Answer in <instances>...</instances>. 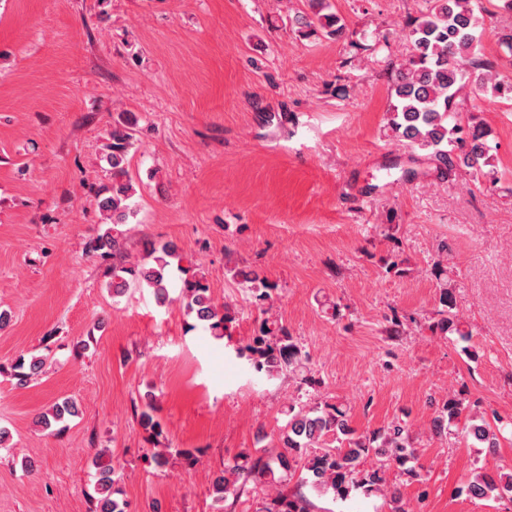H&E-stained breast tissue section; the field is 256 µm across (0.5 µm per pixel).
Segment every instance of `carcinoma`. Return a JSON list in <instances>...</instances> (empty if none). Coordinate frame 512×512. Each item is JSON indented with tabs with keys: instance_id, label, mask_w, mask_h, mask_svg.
I'll list each match as a JSON object with an SVG mask.
<instances>
[{
	"instance_id": "cac0c4a2",
	"label": "carcinoma",
	"mask_w": 512,
	"mask_h": 512,
	"mask_svg": "<svg viewBox=\"0 0 512 512\" xmlns=\"http://www.w3.org/2000/svg\"><path fill=\"white\" fill-rule=\"evenodd\" d=\"M427 7L405 22L410 53L391 59L389 128L395 137L413 151H421L436 171L444 174L461 171L472 178L500 181L492 164L490 131L474 119L464 117L467 90L480 92L485 99H511L512 77L498 71V62L482 58L479 53L483 32L482 0H426ZM312 16L297 23L309 34L322 33L328 38L340 36L344 22L330 0H309ZM112 142L106 160L112 170V185L98 198V208L112 227L93 239L88 252L103 256L122 253L123 231L134 211L130 199L127 161L137 141L136 129L128 122L112 125ZM179 262L182 273L177 297L172 288V261ZM182 256L173 242L151 245L136 262L119 260L112 266V295L122 297L134 285L149 288L160 306L177 300L185 314L193 319L192 327H201L220 341L231 335L239 311L231 304L214 301L207 277L199 265H180ZM233 278L245 288L251 303L258 308L269 303L276 288L252 269L233 267ZM437 301L439 319L434 324L441 334H454L465 343L462 351L470 358L476 353L467 345L470 331L463 328L455 312V298L448 282L439 285ZM236 356L246 359L258 373L274 380L286 373L301 377L303 384L314 387L317 380L307 369L308 355L288 329L276 322L263 320L259 329L234 348ZM48 357L21 355L11 365L15 386L26 388L45 372ZM156 407L147 400L139 413L140 423L158 438L162 427L155 419ZM75 401L64 399L41 415L38 424L44 430L78 415ZM285 424L280 428L273 450H244L224 469L213 475L210 492L219 512L228 499L238 500L257 488L254 512H314L312 497L331 495L346 499L356 492L366 495H390V512H408L399 495L388 490L387 472L397 469L420 477L417 449L406 421L396 419L387 425L358 435L350 425L349 411L341 402L314 398L303 404H290L284 411ZM439 436L458 435L476 448L492 452L500 447L499 435L484 417L470 411L469 401L461 394L448 398L432 422ZM192 463L187 450L160 448L146 457L157 468L169 463L171 456ZM379 458L373 466L365 465L368 457ZM96 468V497L90 512H127L122 498V474L115 464L93 461ZM461 491L470 499H512V467L500 466L495 472L478 471L464 483Z\"/></svg>"
}]
</instances>
